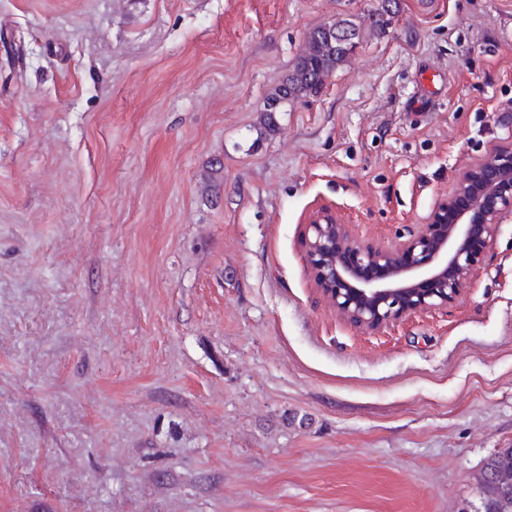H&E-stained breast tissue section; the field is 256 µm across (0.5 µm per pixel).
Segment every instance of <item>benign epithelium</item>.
Segmentation results:
<instances>
[{
	"label": "benign epithelium",
	"mask_w": 512,
	"mask_h": 512,
	"mask_svg": "<svg viewBox=\"0 0 512 512\" xmlns=\"http://www.w3.org/2000/svg\"><path fill=\"white\" fill-rule=\"evenodd\" d=\"M511 221L512 145L458 172L452 192L404 239L364 244L348 225L318 214L306 225L302 244L316 288L351 325L378 330L457 301Z\"/></svg>",
	"instance_id": "7a95c632"
}]
</instances>
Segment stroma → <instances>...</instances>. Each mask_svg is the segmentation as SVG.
Masks as SVG:
<instances>
[{"instance_id": "35a3bbf8", "label": "stroma", "mask_w": 512, "mask_h": 512, "mask_svg": "<svg viewBox=\"0 0 512 512\" xmlns=\"http://www.w3.org/2000/svg\"><path fill=\"white\" fill-rule=\"evenodd\" d=\"M0 0V512H476L512 448V223L375 332L314 287L331 211L389 243L512 143V0ZM444 84L408 108L418 75ZM364 38V28L348 19L311 31L291 73L266 99L261 111L264 125L271 129L274 112H281L283 103L316 96L325 79L349 62Z\"/></svg>"}]
</instances>
